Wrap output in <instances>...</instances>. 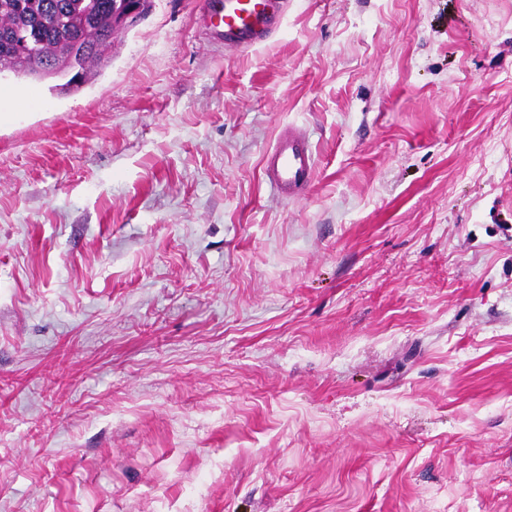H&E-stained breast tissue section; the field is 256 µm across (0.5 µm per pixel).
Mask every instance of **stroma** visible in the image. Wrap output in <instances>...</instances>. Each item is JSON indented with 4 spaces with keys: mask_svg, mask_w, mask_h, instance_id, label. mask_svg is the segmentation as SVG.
<instances>
[{
    "mask_svg": "<svg viewBox=\"0 0 512 512\" xmlns=\"http://www.w3.org/2000/svg\"><path fill=\"white\" fill-rule=\"evenodd\" d=\"M103 58L0 73V512H512V0L245 52L151 0ZM262 166L277 197L292 200L304 195L315 180L317 166L309 135L288 128L265 152Z\"/></svg>",
    "mask_w": 512,
    "mask_h": 512,
    "instance_id": "obj_1",
    "label": "stroma"
}]
</instances>
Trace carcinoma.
I'll return each mask as SVG.
<instances>
[{
    "mask_svg": "<svg viewBox=\"0 0 512 512\" xmlns=\"http://www.w3.org/2000/svg\"><path fill=\"white\" fill-rule=\"evenodd\" d=\"M123 0H0V34L34 27L46 18L44 39L36 54L46 65L64 71L75 47L101 59L112 44V10Z\"/></svg>",
    "mask_w": 512,
    "mask_h": 512,
    "instance_id": "1",
    "label": "carcinoma"
}]
</instances>
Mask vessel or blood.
Here are the masks:
<instances>
[{"instance_id":"1","label":"vessel or blood","mask_w":512,"mask_h":512,"mask_svg":"<svg viewBox=\"0 0 512 512\" xmlns=\"http://www.w3.org/2000/svg\"><path fill=\"white\" fill-rule=\"evenodd\" d=\"M288 0H204L210 22L224 44L247 50L267 41L278 29ZM316 159L309 136L282 132L263 156V172L272 192L291 200L307 193L316 173Z\"/></svg>"}]
</instances>
